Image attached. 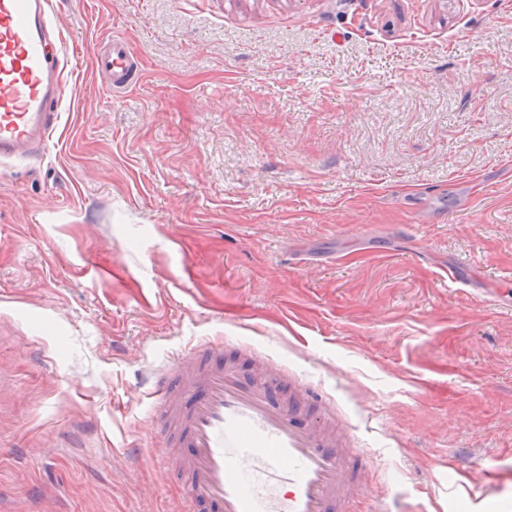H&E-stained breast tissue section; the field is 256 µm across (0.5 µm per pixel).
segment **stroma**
I'll list each match as a JSON object with an SVG mask.
<instances>
[{"instance_id": "obj_1", "label": "stroma", "mask_w": 512, "mask_h": 512, "mask_svg": "<svg viewBox=\"0 0 512 512\" xmlns=\"http://www.w3.org/2000/svg\"><path fill=\"white\" fill-rule=\"evenodd\" d=\"M52 2L58 131L0 163V512H180L156 373L208 340L335 400L344 512L512 504V0ZM94 65L109 75L111 84L127 83L133 72V54L126 39H112L102 50L94 52Z\"/></svg>"}]
</instances>
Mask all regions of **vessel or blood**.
<instances>
[{"label":"vessel or blood","instance_id":"b4317fda","mask_svg":"<svg viewBox=\"0 0 512 512\" xmlns=\"http://www.w3.org/2000/svg\"><path fill=\"white\" fill-rule=\"evenodd\" d=\"M50 7V0H0V159L45 152L58 127L67 84L49 54ZM93 59L112 82H129L126 39L111 40ZM203 354L199 347L179 355L156 390L157 407L178 415L176 441L190 450L160 459L164 470L186 472V506L205 500L219 512H340L362 495L357 441L330 434L329 402L293 381L272 399L279 368L244 382L234 367L204 364ZM308 411L312 424L300 425Z\"/></svg>","mask_w":512,"mask_h":512}]
</instances>
